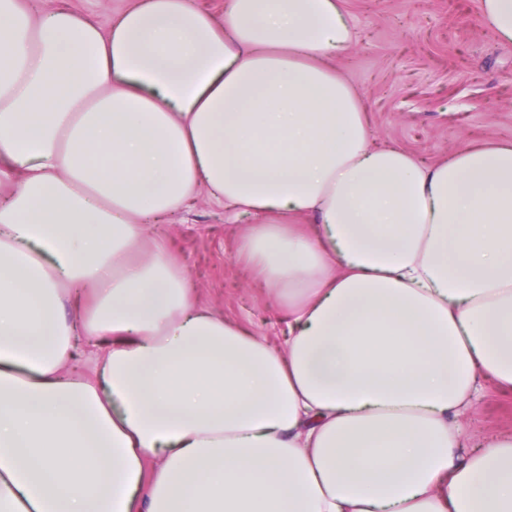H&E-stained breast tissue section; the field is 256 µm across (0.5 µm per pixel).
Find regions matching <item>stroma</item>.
<instances>
[{"label": "stroma", "mask_w": 512, "mask_h": 512, "mask_svg": "<svg viewBox=\"0 0 512 512\" xmlns=\"http://www.w3.org/2000/svg\"><path fill=\"white\" fill-rule=\"evenodd\" d=\"M357 41L333 64L364 95L371 130L429 163L468 144L512 142V43L499 40L481 0H342ZM163 239L196 296L260 336L283 327L273 295L239 253L224 208L207 195L174 212ZM466 429L512 430V393L482 386Z\"/></svg>", "instance_id": "1"}]
</instances>
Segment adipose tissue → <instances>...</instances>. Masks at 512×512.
I'll list each match as a JSON object with an SVG mask.
<instances>
[{"label": "adipose tissue", "instance_id": "ef3b65f1", "mask_svg": "<svg viewBox=\"0 0 512 512\" xmlns=\"http://www.w3.org/2000/svg\"><path fill=\"white\" fill-rule=\"evenodd\" d=\"M354 38L340 0H0V512H512V436L462 426L512 390V145L374 144ZM201 189L257 217L284 347L150 239ZM77 10L92 16L102 29H109L112 16L117 9L124 5L122 0H66Z\"/></svg>", "mask_w": 512, "mask_h": 512}]
</instances>
